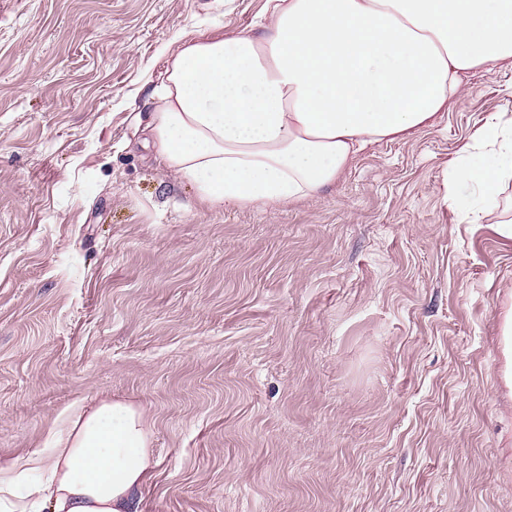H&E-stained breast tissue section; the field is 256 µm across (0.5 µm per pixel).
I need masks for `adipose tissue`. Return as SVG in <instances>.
<instances>
[{"label": "adipose tissue", "instance_id": "1", "mask_svg": "<svg viewBox=\"0 0 512 512\" xmlns=\"http://www.w3.org/2000/svg\"><path fill=\"white\" fill-rule=\"evenodd\" d=\"M257 27L199 26L159 53L155 107L134 115L144 147L214 209L276 211L336 179L367 147L436 125L462 76L512 58V0H265ZM512 180V118L488 121L457 153L447 201L496 220ZM51 447L0 462L8 512H140L158 461L134 404L77 400Z\"/></svg>", "mask_w": 512, "mask_h": 512}]
</instances>
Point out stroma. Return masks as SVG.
<instances>
[{"instance_id": "35a3bbf8", "label": "stroma", "mask_w": 512, "mask_h": 512, "mask_svg": "<svg viewBox=\"0 0 512 512\" xmlns=\"http://www.w3.org/2000/svg\"><path fill=\"white\" fill-rule=\"evenodd\" d=\"M264 0H0V457L139 406L143 512H512V248L445 200L512 60L278 211L212 209L131 122L157 53ZM502 352L505 359L503 379L512 393V304L502 314L501 321Z\"/></svg>"}]
</instances>
